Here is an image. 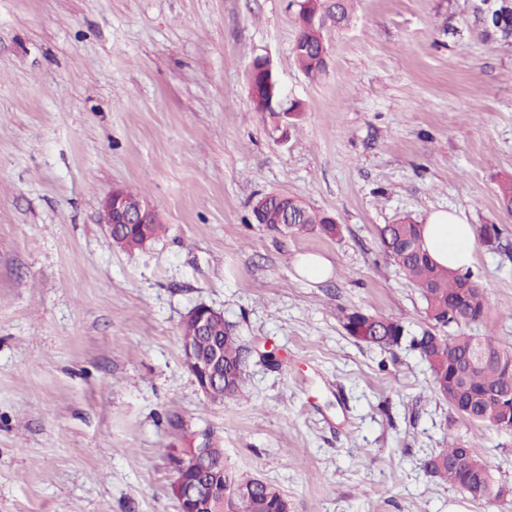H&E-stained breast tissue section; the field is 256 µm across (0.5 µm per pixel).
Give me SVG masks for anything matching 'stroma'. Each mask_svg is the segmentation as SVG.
Returning a JSON list of instances; mask_svg holds the SVG:
<instances>
[{"instance_id":"1","label":"stroma","mask_w":512,"mask_h":512,"mask_svg":"<svg viewBox=\"0 0 512 512\" xmlns=\"http://www.w3.org/2000/svg\"><path fill=\"white\" fill-rule=\"evenodd\" d=\"M487 7L355 0L314 80L297 0H0V512H179L169 454L204 429L289 512H512L420 468L465 436L512 485V432L457 420L415 350L342 324L430 328L377 230L453 209L500 230L471 267L491 304L473 332L512 347V37L486 36ZM259 55L303 104L283 140L251 106ZM117 187L163 226L143 249L105 231ZM270 192L341 236L254 223ZM305 254L328 277H302ZM200 304L244 350L245 389L220 404L182 364Z\"/></svg>"}]
</instances>
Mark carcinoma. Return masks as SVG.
<instances>
[{"instance_id":"obj_1","label":"carcinoma","mask_w":512,"mask_h":512,"mask_svg":"<svg viewBox=\"0 0 512 512\" xmlns=\"http://www.w3.org/2000/svg\"><path fill=\"white\" fill-rule=\"evenodd\" d=\"M353 0H336L323 8V14L299 26L294 53L297 66L312 79L326 70L315 61L324 44V34L331 28L342 29L352 18ZM512 32V9L500 4L487 21L485 34ZM500 207L512 213V176L498 184ZM257 224L293 232L315 233L334 239L340 229L330 216L317 211L286 194L267 196L264 214H252ZM163 230L161 224H117L113 232L121 234L120 248L136 250L145 241L156 239ZM384 255L397 265L408 282L418 290L427 318L438 331L424 330L411 336L404 322L392 316H378L353 309L343 315V328L358 342L380 348L399 347L403 343L418 353L430 374V391L445 399L442 386L457 383L458 401H449L460 412L461 418L478 428H495L512 432V424L505 421L498 394L505 384L508 368L512 367V351L502 347L491 336H474L468 332L471 325H482L489 320L490 304L483 288L471 271H462L435 262L423 246V225L405 216L394 224H387L379 232ZM183 343L197 345L207 353L219 347L224 353V396L239 392L243 386V348L230 329L221 324L212 327V335L201 336L192 321L183 323ZM485 346H493L497 359L470 368L469 356ZM422 469L429 476L452 487L459 483L472 486L468 498L477 503L500 500V482L489 463L467 441L453 440L448 447L427 454ZM224 490L227 492L224 508L228 512H284L288 499L276 487L251 476L235 474L224 468Z\"/></svg>"}]
</instances>
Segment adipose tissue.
Here are the masks:
<instances>
[{
    "mask_svg": "<svg viewBox=\"0 0 512 512\" xmlns=\"http://www.w3.org/2000/svg\"><path fill=\"white\" fill-rule=\"evenodd\" d=\"M424 230L425 246L438 263L456 269H466L474 263L476 232L461 214L449 210L431 212Z\"/></svg>",
    "mask_w": 512,
    "mask_h": 512,
    "instance_id": "obj_1",
    "label": "adipose tissue"
}]
</instances>
